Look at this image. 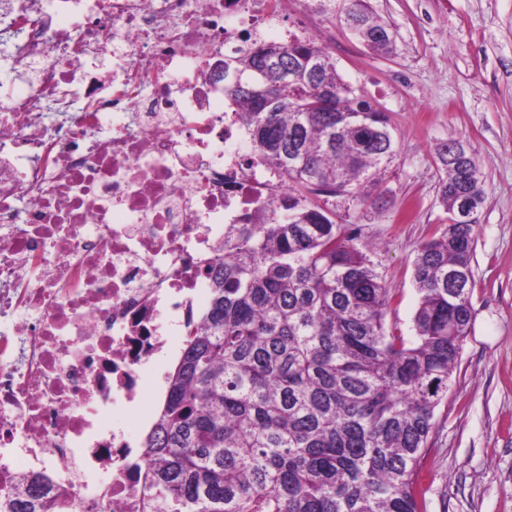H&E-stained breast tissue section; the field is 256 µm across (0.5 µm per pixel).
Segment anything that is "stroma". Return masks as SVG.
<instances>
[{"mask_svg":"<svg viewBox=\"0 0 512 512\" xmlns=\"http://www.w3.org/2000/svg\"><path fill=\"white\" fill-rule=\"evenodd\" d=\"M396 50L368 51L313 0H286L288 26L318 31L339 72L391 116L398 147L372 199L328 198L337 223L374 244L398 292L388 325L413 335L412 261L448 216L436 156L455 137L480 164L474 318L423 469L426 512H512V0H368Z\"/></svg>","mask_w":512,"mask_h":512,"instance_id":"1","label":"stroma"}]
</instances>
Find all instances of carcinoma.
I'll return each instance as SVG.
<instances>
[{
	"mask_svg": "<svg viewBox=\"0 0 512 512\" xmlns=\"http://www.w3.org/2000/svg\"><path fill=\"white\" fill-rule=\"evenodd\" d=\"M317 2L367 49L394 52L365 0ZM277 56L283 69L257 70ZM224 99L287 193L224 225L202 325L146 440L141 512H426L421 465L473 320L479 164L458 162V139L437 147L448 224L414 258L406 337L385 323L397 291L321 203L379 183L396 153L389 114L300 38L224 60ZM37 482L18 477L0 512H47Z\"/></svg>",
	"mask_w": 512,
	"mask_h": 512,
	"instance_id": "1",
	"label": "carcinoma"
}]
</instances>
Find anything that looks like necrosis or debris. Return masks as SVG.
<instances>
[{
	"label": "necrosis or debris",
	"mask_w": 512,
	"mask_h": 512,
	"mask_svg": "<svg viewBox=\"0 0 512 512\" xmlns=\"http://www.w3.org/2000/svg\"><path fill=\"white\" fill-rule=\"evenodd\" d=\"M280 2L0 0V499L26 474L55 512H140L224 227L285 191L220 107Z\"/></svg>",
	"instance_id": "obj_1"
}]
</instances>
